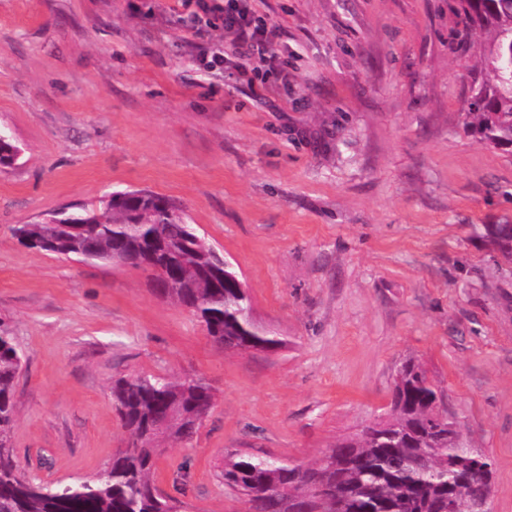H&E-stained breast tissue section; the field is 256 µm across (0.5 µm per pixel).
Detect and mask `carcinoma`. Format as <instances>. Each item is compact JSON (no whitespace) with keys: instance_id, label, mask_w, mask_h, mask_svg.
<instances>
[{"instance_id":"cac0c4a2","label":"carcinoma","mask_w":512,"mask_h":512,"mask_svg":"<svg viewBox=\"0 0 512 512\" xmlns=\"http://www.w3.org/2000/svg\"><path fill=\"white\" fill-rule=\"evenodd\" d=\"M463 28L458 49L467 53L474 31H490L483 65L490 88L463 123L494 148L512 149V0H453ZM57 224H23L16 234L30 248L141 269L153 280L175 272L163 295L191 310L218 345L232 350L283 345L256 326L250 298L236 287L230 268L218 267L213 249L187 224L172 201L160 205L148 190L116 192L101 211L52 215ZM494 243L512 264V224L495 227ZM23 365L9 327L0 325V512H173L154 473L167 440H190L214 404L201 379L122 377L112 400L128 433V454L88 481L49 485L27 476L13 448L15 380ZM438 387L419 363L397 372L391 414L335 445L315 465L302 467L272 456L229 455L224 485L251 499L254 512H486L481 488L485 455L448 436V413L431 406Z\"/></svg>"}]
</instances>
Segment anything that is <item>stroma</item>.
<instances>
[{
    "mask_svg": "<svg viewBox=\"0 0 512 512\" xmlns=\"http://www.w3.org/2000/svg\"><path fill=\"white\" fill-rule=\"evenodd\" d=\"M174 0H0V323L24 355L13 445L28 475L93 477L127 437L114 379L198 377L215 405L156 485L238 512L225 456L317 462L390 414L421 362L512 512V155L463 126L483 37L455 52L449 0H255L288 48L287 95L205 71L229 40ZM175 202L283 345L224 350L130 266L26 246L22 224L113 192Z\"/></svg>",
    "mask_w": 512,
    "mask_h": 512,
    "instance_id": "obj_1",
    "label": "stroma"
}]
</instances>
